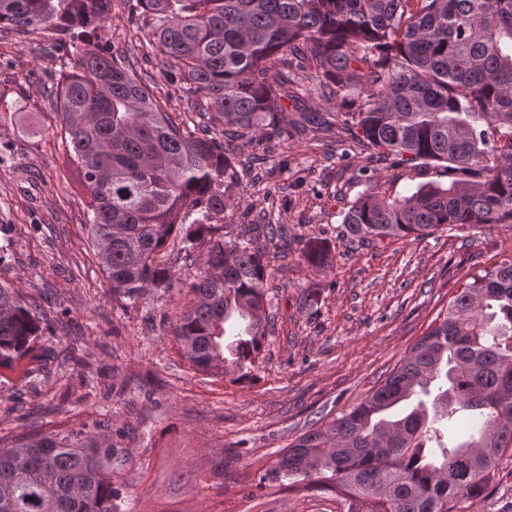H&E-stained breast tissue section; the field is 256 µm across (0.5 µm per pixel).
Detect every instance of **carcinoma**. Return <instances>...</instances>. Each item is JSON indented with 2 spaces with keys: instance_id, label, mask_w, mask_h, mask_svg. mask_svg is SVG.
Here are the masks:
<instances>
[{
  "instance_id": "cac0c4a2",
  "label": "carcinoma",
  "mask_w": 512,
  "mask_h": 512,
  "mask_svg": "<svg viewBox=\"0 0 512 512\" xmlns=\"http://www.w3.org/2000/svg\"><path fill=\"white\" fill-rule=\"evenodd\" d=\"M152 30L167 76L215 128L177 123L124 58L97 42L112 0H0V28L46 26L60 71L64 142L89 193L88 239L113 296L168 288L161 254L206 244L207 268L174 336L204 373L251 374L265 336L272 271L260 238L279 224L216 235L235 152L257 137L290 138L284 101L298 83L352 110L355 141L401 163L458 175L388 198L367 188L343 221L368 242L425 237L442 226L512 229V0H125ZM304 261L332 266L329 244ZM40 312L0 284V367L30 352ZM435 326L379 385L297 438L259 479L323 488L347 512H461L485 495L512 452V259L466 275ZM473 413L470 431L449 429ZM97 436L21 437L0 447V512H115Z\"/></svg>"
}]
</instances>
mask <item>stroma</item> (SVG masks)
<instances>
[{
	"label": "stroma",
	"mask_w": 512,
	"mask_h": 512,
	"mask_svg": "<svg viewBox=\"0 0 512 512\" xmlns=\"http://www.w3.org/2000/svg\"><path fill=\"white\" fill-rule=\"evenodd\" d=\"M152 86L172 116L204 126L171 84L148 29L124 0L100 34ZM49 29L0 30V283L37 305L44 322L32 356L0 368V446L24 435L91 429L105 418L113 447L117 512H347L329 490L301 493L259 479L280 451L321 418L364 396L403 359L447 307L468 273L512 256V230L440 228L422 239L372 243L347 235L343 218L366 187L389 197L447 184L436 163H395L357 145L339 106L306 96L289 106L329 125L307 136L245 145L224 231L282 224L288 249L271 247L268 325L247 378L205 374L184 358L173 329L206 266L207 249L170 250V288L117 300L88 241V194L66 161L50 96L60 63ZM333 249L331 271L308 266L303 241ZM464 512H512V455L484 498Z\"/></svg>",
	"instance_id": "1"
}]
</instances>
